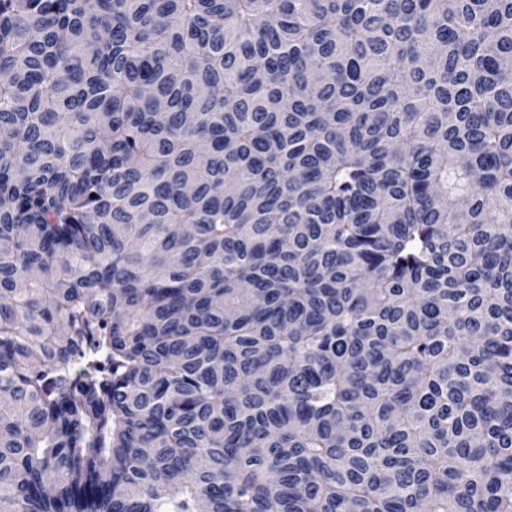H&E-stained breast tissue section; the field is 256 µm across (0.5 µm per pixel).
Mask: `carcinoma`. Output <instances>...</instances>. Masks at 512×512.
I'll return each mask as SVG.
<instances>
[{
    "instance_id": "cac0c4a2",
    "label": "carcinoma",
    "mask_w": 512,
    "mask_h": 512,
    "mask_svg": "<svg viewBox=\"0 0 512 512\" xmlns=\"http://www.w3.org/2000/svg\"><path fill=\"white\" fill-rule=\"evenodd\" d=\"M0 512H512V0H0Z\"/></svg>"
}]
</instances>
